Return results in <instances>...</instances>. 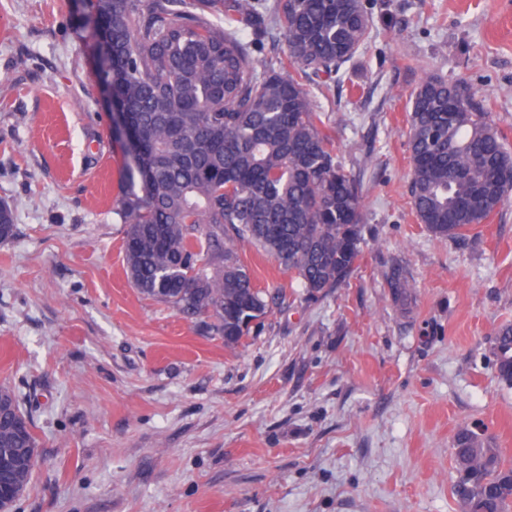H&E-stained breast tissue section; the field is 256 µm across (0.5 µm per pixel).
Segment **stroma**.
Wrapping results in <instances>:
<instances>
[{
  "label": "stroma",
  "mask_w": 512,
  "mask_h": 512,
  "mask_svg": "<svg viewBox=\"0 0 512 512\" xmlns=\"http://www.w3.org/2000/svg\"><path fill=\"white\" fill-rule=\"evenodd\" d=\"M87 0H0V384L35 425L16 512H459L464 428L512 463V201L440 238L410 203L409 99L425 73L486 98L512 147V0H364L348 80L307 81L365 221L358 267L316 298L236 247L283 303L234 349L127 278L112 220L124 154ZM410 286L393 296L391 274ZM493 369L499 383L512 387V324L500 326L491 339Z\"/></svg>",
  "instance_id": "35a3bbf8"
}]
</instances>
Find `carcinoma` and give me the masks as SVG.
Listing matches in <instances>:
<instances>
[{
	"label": "carcinoma",
	"mask_w": 512,
	"mask_h": 512,
	"mask_svg": "<svg viewBox=\"0 0 512 512\" xmlns=\"http://www.w3.org/2000/svg\"><path fill=\"white\" fill-rule=\"evenodd\" d=\"M96 77L128 139L112 207L124 225L130 283L235 348L271 311L238 258L247 242L292 273L310 298L338 288L361 254V180L339 161L304 81L339 80L367 49L364 0H88ZM282 31L286 63L258 68ZM411 205L435 236L458 237L512 198V152L484 101L427 74L408 115ZM15 234L0 204V244ZM512 387V324L491 339ZM38 447L14 391L0 387V455ZM452 493L461 512H512V465L491 439L461 430ZM35 465L0 472L27 488Z\"/></svg>",
	"instance_id": "carcinoma-1"
}]
</instances>
